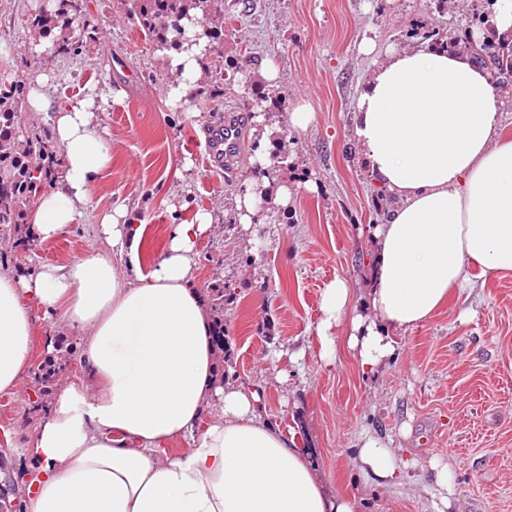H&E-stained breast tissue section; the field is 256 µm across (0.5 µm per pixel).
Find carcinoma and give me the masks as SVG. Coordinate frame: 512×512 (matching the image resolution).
Segmentation results:
<instances>
[{
  "instance_id": "1",
  "label": "carcinoma",
  "mask_w": 512,
  "mask_h": 512,
  "mask_svg": "<svg viewBox=\"0 0 512 512\" xmlns=\"http://www.w3.org/2000/svg\"><path fill=\"white\" fill-rule=\"evenodd\" d=\"M86 8H79L72 0H57L54 9L39 11L28 18L29 27L39 37L52 42L54 55L75 53L74 24L81 19ZM137 18L140 27L164 48L178 50L184 41L183 21L199 23L208 41L223 36L216 27L224 22V0H139ZM478 39L481 54L474 58L482 63L489 59L500 74L501 87L512 84V39L496 34L490 14L478 16ZM23 89L16 83L0 81V236L6 237L22 223L34 192L52 181L54 171L33 164L28 152L33 148L53 151V146L36 130L21 136L18 126L19 104ZM233 300V293L218 287L212 289L216 313L215 341L225 349L224 304Z\"/></svg>"
}]
</instances>
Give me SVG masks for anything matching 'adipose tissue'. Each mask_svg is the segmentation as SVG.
<instances>
[{"label":"adipose tissue","mask_w":512,"mask_h":512,"mask_svg":"<svg viewBox=\"0 0 512 512\" xmlns=\"http://www.w3.org/2000/svg\"><path fill=\"white\" fill-rule=\"evenodd\" d=\"M210 49L199 37L166 52L179 103ZM93 99L55 112L51 136L65 165L31 216L50 242L81 223L92 185L112 164L92 122ZM506 100L469 55L424 42L391 49L358 94L353 141L376 184L397 200L375 225L376 276L365 310L337 278L322 290L321 349L349 318L363 369L396 352L393 332L429 320L469 273L512 274V139ZM203 213L175 225L151 271L121 277L96 250L23 276L0 271V394L31 369L34 315L60 318L80 339L83 373L65 379L28 449L36 465L16 485L26 512H359L329 494L293 439L262 414L260 395L216 372L212 317L194 285ZM108 244L136 262L145 228L117 207L104 214ZM190 439L163 454L164 441ZM357 460L381 482L398 472L393 451L367 438Z\"/></svg>","instance_id":"adipose-tissue-1"}]
</instances>
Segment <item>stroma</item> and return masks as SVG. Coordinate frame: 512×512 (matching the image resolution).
<instances>
[{"mask_svg": "<svg viewBox=\"0 0 512 512\" xmlns=\"http://www.w3.org/2000/svg\"><path fill=\"white\" fill-rule=\"evenodd\" d=\"M94 40L76 55L38 51L27 19L40 0H0V77L40 89L45 112L23 106L21 130L49 132L53 112L95 97L93 122L112 152L91 189L83 223L27 250L28 224L0 239V270L66 265L89 249L109 253L97 228L126 205L145 225L140 266L159 259L174 225L208 213L197 243L196 284L234 292L224 308L227 382L263 394L268 419L290 432L339 496L360 512H435L433 466L452 473L450 512H512V274L472 270L470 292L451 296L427 322L398 334L393 359L363 372L340 324L335 356L316 336L321 292L346 280L361 296L373 264L370 231L388 205L351 138L362 84L389 49L413 45L411 29L464 36L486 0H224V34L204 59L186 104L168 96L172 76L141 30L135 0H87ZM273 61L279 85L265 117L280 158L257 161L253 93L260 60ZM112 91L113 99L98 96ZM315 114L303 131L289 117ZM239 116L247 149L232 170L203 160V141L225 112ZM270 192L289 187L287 210L244 226L234 203L246 176ZM75 339L55 319H37L33 367L20 387L0 394V512H22L11 473L27 460L45 405L58 384L81 373ZM395 449L404 478L385 484L359 470L366 437Z\"/></svg>", "mask_w": 512, "mask_h": 512, "instance_id": "35a3bbf8", "label": "stroma"}]
</instances>
